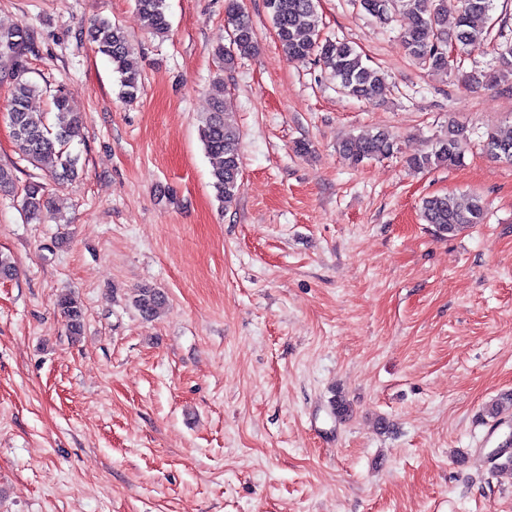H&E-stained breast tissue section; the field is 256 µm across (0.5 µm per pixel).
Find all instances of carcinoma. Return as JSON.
<instances>
[{
    "label": "carcinoma",
    "mask_w": 512,
    "mask_h": 512,
    "mask_svg": "<svg viewBox=\"0 0 512 512\" xmlns=\"http://www.w3.org/2000/svg\"><path fill=\"white\" fill-rule=\"evenodd\" d=\"M165 0H135L143 30L164 37L170 23L165 13ZM453 28L445 25L448 0H359L362 9L382 22L399 10L406 15L408 26L402 35L405 50L419 65L433 72H448V39L456 41L458 54L468 55L476 48L489 47L495 56L491 73L470 72L464 79L472 85L507 82L512 78V40L490 38L493 0H456ZM278 41L289 59L304 62L314 59L329 70L344 94L373 101L381 96L386 75L363 61V55L346 40L324 38L317 30L315 0H264ZM225 17L233 30L229 45L218 44L213 54L230 69L236 56L256 50V38L249 15L239 0H226ZM90 37L98 51L112 63L120 75L121 97L134 100L142 87V69L134 48L124 30L106 18L94 20ZM34 35L27 29L0 30V60L7 63L5 74L11 83L9 120L16 145L34 163H48L55 168L57 180L77 174L78 158L66 152V146L82 137L83 118L70 111L67 96L59 92L53 98L56 127L46 123L43 113L32 109L31 101L39 95L38 84L26 77V54L33 51ZM211 109L201 122L199 136L205 152L216 160L211 171V186L216 199L228 205L237 197L241 171L240 134L228 118L224 104V78L217 76L210 94ZM468 136L466 128L448 121V134L436 141L431 152L407 159L408 166L422 171L433 166H452L460 162ZM488 155L512 164V136L486 133L484 144ZM342 154L354 164L385 158L397 149L393 136L384 130L359 135L343 141ZM22 212L28 221H40L52 215L50 190L40 181H30L24 188ZM421 219L435 226L441 236H454L484 221L482 198L472 195L463 201L453 193L435 194L423 199ZM133 303L141 316L151 320L166 305L165 295L157 288L144 286L134 290ZM58 309L67 320L69 334L80 335L83 328L82 304L71 294L58 295Z\"/></svg>",
    "instance_id": "1"
}]
</instances>
